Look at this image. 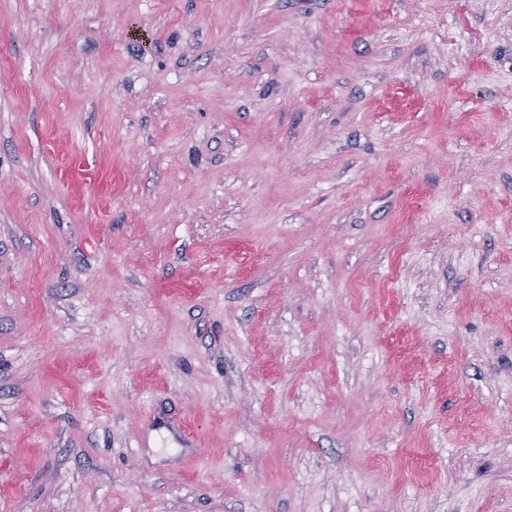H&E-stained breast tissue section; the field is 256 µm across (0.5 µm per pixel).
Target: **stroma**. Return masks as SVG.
Here are the masks:
<instances>
[{
    "mask_svg": "<svg viewBox=\"0 0 512 512\" xmlns=\"http://www.w3.org/2000/svg\"><path fill=\"white\" fill-rule=\"evenodd\" d=\"M0 512H512V0H0Z\"/></svg>",
    "mask_w": 512,
    "mask_h": 512,
    "instance_id": "1",
    "label": "stroma"
}]
</instances>
